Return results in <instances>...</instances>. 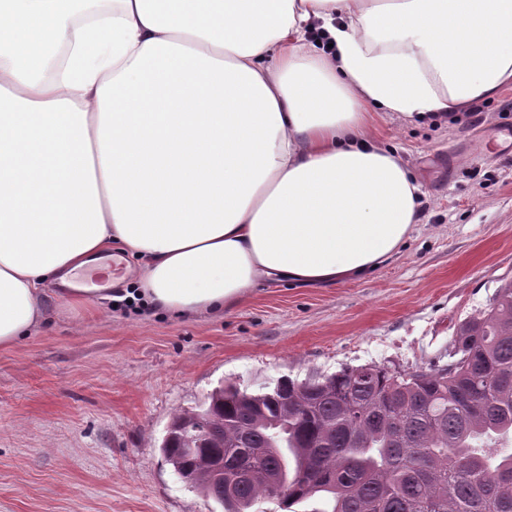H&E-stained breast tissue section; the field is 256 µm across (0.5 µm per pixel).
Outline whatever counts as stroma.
<instances>
[{
    "instance_id": "1",
    "label": "stroma",
    "mask_w": 512,
    "mask_h": 512,
    "mask_svg": "<svg viewBox=\"0 0 512 512\" xmlns=\"http://www.w3.org/2000/svg\"><path fill=\"white\" fill-rule=\"evenodd\" d=\"M372 134L424 195L369 275L262 282L190 318L52 296L49 322L0 350V512H209L160 444L216 387L448 363L459 325L512 280V85L460 123L380 112Z\"/></svg>"
}]
</instances>
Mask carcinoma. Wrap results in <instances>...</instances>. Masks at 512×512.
Listing matches in <instances>:
<instances>
[{
    "mask_svg": "<svg viewBox=\"0 0 512 512\" xmlns=\"http://www.w3.org/2000/svg\"><path fill=\"white\" fill-rule=\"evenodd\" d=\"M451 361L368 364L251 391L213 390L172 418L161 453L211 512H512V281L462 323ZM246 472L232 494L208 468Z\"/></svg>",
    "mask_w": 512,
    "mask_h": 512,
    "instance_id": "1",
    "label": "carcinoma"
}]
</instances>
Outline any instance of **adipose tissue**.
Returning a JSON list of instances; mask_svg holds the SVG:
<instances>
[{
    "label": "adipose tissue",
    "mask_w": 512,
    "mask_h": 512,
    "mask_svg": "<svg viewBox=\"0 0 512 512\" xmlns=\"http://www.w3.org/2000/svg\"><path fill=\"white\" fill-rule=\"evenodd\" d=\"M509 83L512 0H0V349L115 244L183 317L369 274L422 193L372 107L441 116Z\"/></svg>",
    "instance_id": "adipose-tissue-1"
}]
</instances>
